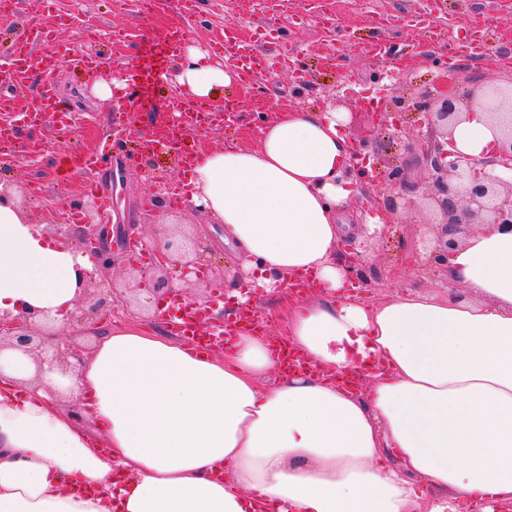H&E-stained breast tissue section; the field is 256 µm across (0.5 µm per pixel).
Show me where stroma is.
I'll list each match as a JSON object with an SVG mask.
<instances>
[{"label":"stroma","instance_id":"stroma-1","mask_svg":"<svg viewBox=\"0 0 512 512\" xmlns=\"http://www.w3.org/2000/svg\"><path fill=\"white\" fill-rule=\"evenodd\" d=\"M277 10L263 7L261 0H203L195 16L180 18L177 0H168L165 10L149 16L122 4L121 0H16L7 20L0 22V46L16 45L28 35L31 17H39L66 49V63L54 73L55 99L60 110L71 116L68 129H60L56 118L37 125L17 123L16 149L10 162L0 163V183L19 195L34 223L61 224L65 221L61 198L72 207L88 202L83 189L82 168L64 165L66 157L92 151L104 154L97 178L112 199V236L108 248L115 257L112 272L117 288L126 292V309H114L112 326L138 325L148 331L165 332L159 311L161 300L147 289H132L130 269L137 257L126 255L123 243L130 233L154 238L156 225L166 224L189 233L204 247L206 273L190 290L193 298L212 299L226 291L241 274L240 259L224 245L223 226L188 203L143 208L144 197L154 195L153 184L143 177L150 170L157 177L183 185L180 166L183 149L221 150L257 143L259 114L273 115L282 108H299L347 113L345 131L358 137L369 123L378 130L370 151L372 160H394L409 166L413 197H420L422 174L412 167L406 143L384 133L390 124V101L410 98L433 86L445 67H452L469 84L512 82V0H444L441 11L428 28L410 25L422 0H337L331 20L292 21L291 15L302 0H279ZM183 23L184 41L209 53L215 60L224 57V40L239 33H252L262 26L282 28V42L298 61L296 69H265L250 83L232 86L231 93L242 103L237 120L230 127L201 130L185 147L158 150L148 156L119 153L110 148L107 130L141 142L150 138L157 126L172 117L175 70L157 89L150 108L140 110L135 123L124 122L129 106L126 92L102 98L89 87L91 75L82 61L95 55L100 70L120 71L127 84L138 80V62L145 50L163 42L174 23ZM486 24L484 38L488 56L473 58L456 54L455 33ZM390 43L387 58L367 54L365 45ZM384 198L371 178L360 180L346 214L358 224V233L345 236L336 250L338 263H348L360 246H367L366 261L351 279L353 300L371 306L410 289L438 296L470 300L462 287H449L441 269L413 277L401 276L402 257L423 250L422 225L433 218L426 208L398 214L388 226L377 224Z\"/></svg>","mask_w":512,"mask_h":512}]
</instances>
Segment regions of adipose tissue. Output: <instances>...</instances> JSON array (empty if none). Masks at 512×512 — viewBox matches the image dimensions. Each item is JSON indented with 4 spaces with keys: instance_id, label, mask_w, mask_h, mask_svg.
Returning <instances> with one entry per match:
<instances>
[{
    "instance_id": "adipose-tissue-1",
    "label": "adipose tissue",
    "mask_w": 512,
    "mask_h": 512,
    "mask_svg": "<svg viewBox=\"0 0 512 512\" xmlns=\"http://www.w3.org/2000/svg\"><path fill=\"white\" fill-rule=\"evenodd\" d=\"M172 61L195 98L237 79L197 49ZM345 123L280 109L257 146L202 150L190 167L189 204L223 224L258 287L348 281ZM497 137L478 107L453 133L478 160ZM92 268L0 190V310L69 326ZM448 284L477 301L311 299L281 310L278 338L240 332L220 356L138 327L101 328L65 377L0 352V512H512V232L478 225ZM278 345L311 371L281 375Z\"/></svg>"
}]
</instances>
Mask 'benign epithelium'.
<instances>
[{
	"instance_id": "obj_1",
	"label": "benign epithelium",
	"mask_w": 512,
	"mask_h": 512,
	"mask_svg": "<svg viewBox=\"0 0 512 512\" xmlns=\"http://www.w3.org/2000/svg\"><path fill=\"white\" fill-rule=\"evenodd\" d=\"M459 77L448 76L442 71L433 89L412 99L392 100L395 130L403 128L401 111L413 112L418 127L416 139L409 145L415 165L426 179L427 191L421 200L432 213L440 216L441 233L432 245L424 246L423 266L432 267L448 263L451 253L459 246L460 234L476 224H498L512 230V180L491 175L479 167L475 159L448 150L454 127L462 121L465 110L474 103L485 105L501 133L502 145L492 164L512 173V83L501 86L494 83L479 84L460 93ZM378 186L387 194L386 210L397 214L410 210L416 202L407 197V169L393 165L378 171ZM85 221L71 224H54L52 233L64 242H72L77 249L90 251L94 268L85 273L86 287L82 293L84 306L73 317L88 324L94 323L98 312L120 301L110 271L114 265L112 254L104 249L109 228L92 220L91 212L84 213ZM145 247L155 255L151 265L133 269V279L154 281L165 285L164 272L174 266L183 274L199 275L202 264L196 242L180 246L172 243H147ZM41 333L34 329L32 314L0 313V351L5 347L22 348L37 353L39 364L63 370L73 369L71 359L80 357L88 348L73 338L45 348L39 339Z\"/></svg>"
}]
</instances>
